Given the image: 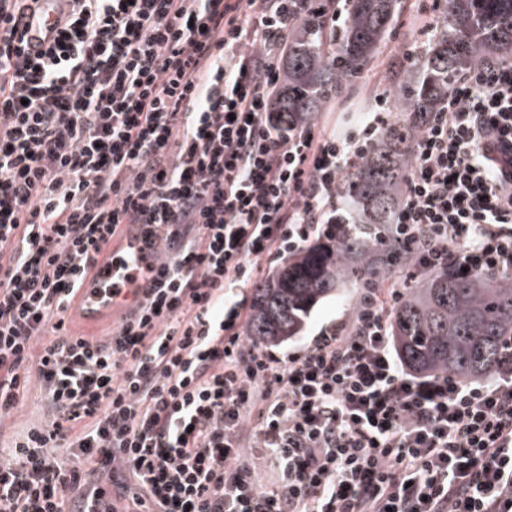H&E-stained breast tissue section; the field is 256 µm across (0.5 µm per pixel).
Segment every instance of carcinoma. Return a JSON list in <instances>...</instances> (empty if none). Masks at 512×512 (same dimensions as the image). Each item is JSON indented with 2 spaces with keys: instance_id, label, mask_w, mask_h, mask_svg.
<instances>
[{
  "instance_id": "1",
  "label": "carcinoma",
  "mask_w": 512,
  "mask_h": 512,
  "mask_svg": "<svg viewBox=\"0 0 512 512\" xmlns=\"http://www.w3.org/2000/svg\"><path fill=\"white\" fill-rule=\"evenodd\" d=\"M345 22L331 34L297 24L283 57L274 111L307 120L344 93L373 62L400 13L401 0H344ZM512 56V0H441L432 34L408 68L395 70L398 119L350 166L339 188L347 199L332 237L284 259L254 289L245 334L260 347L302 335L322 301L348 288L382 284L405 271L411 256L388 230L399 206L415 135L448 91L490 61ZM405 365L463 379L492 376L512 336V277L450 268L420 274L392 313Z\"/></svg>"
}]
</instances>
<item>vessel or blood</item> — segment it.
Returning a JSON list of instances; mask_svg holds the SVG:
<instances>
[{
  "label": "vessel or blood",
  "instance_id": "vessel-or-blood-1",
  "mask_svg": "<svg viewBox=\"0 0 512 512\" xmlns=\"http://www.w3.org/2000/svg\"><path fill=\"white\" fill-rule=\"evenodd\" d=\"M47 4L48 0H36L26 33L28 50H35L37 45L50 42L54 36L52 20L46 15ZM151 262V257L141 251L133 255L116 253L113 254L110 265L94 270L81 290L87 319L93 321L111 312L118 302L117 297L112 294L113 289L119 287L126 276H149L148 266Z\"/></svg>",
  "mask_w": 512,
  "mask_h": 512
}]
</instances>
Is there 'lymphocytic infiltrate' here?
I'll return each instance as SVG.
<instances>
[{
  "instance_id": "f902f5d3",
  "label": "lymphocytic infiltrate",
  "mask_w": 512,
  "mask_h": 512,
  "mask_svg": "<svg viewBox=\"0 0 512 512\" xmlns=\"http://www.w3.org/2000/svg\"><path fill=\"white\" fill-rule=\"evenodd\" d=\"M0 0V425L30 388L50 421L0 454V512H512V350L494 376L408 371L397 288L285 357L244 334L261 264L336 221L342 133L274 113L307 0ZM155 259L111 336L69 308L109 246ZM393 236L414 271L512 272V62L421 127ZM279 472L265 480V461ZM48 0H38L34 6V11L30 19V26L26 33L27 49L32 52L37 47V43L44 46L50 42L54 36V30L51 28L53 15L46 16V6ZM123 313L122 310H117L113 313L112 319L106 318L94 324L84 322L79 315L76 307V299L72 303L68 316L67 328L74 336H84L91 339H103L112 332V327L115 326Z\"/></svg>"
}]
</instances>
